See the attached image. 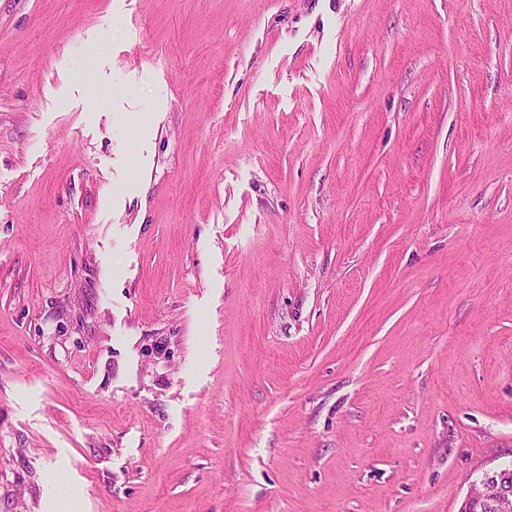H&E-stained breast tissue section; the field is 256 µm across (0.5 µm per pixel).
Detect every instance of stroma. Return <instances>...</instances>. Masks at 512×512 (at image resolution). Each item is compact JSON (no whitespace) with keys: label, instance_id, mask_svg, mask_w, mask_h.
Wrapping results in <instances>:
<instances>
[{"label":"stroma","instance_id":"stroma-1","mask_svg":"<svg viewBox=\"0 0 512 512\" xmlns=\"http://www.w3.org/2000/svg\"><path fill=\"white\" fill-rule=\"evenodd\" d=\"M503 468L512 0H0V512Z\"/></svg>","mask_w":512,"mask_h":512}]
</instances>
